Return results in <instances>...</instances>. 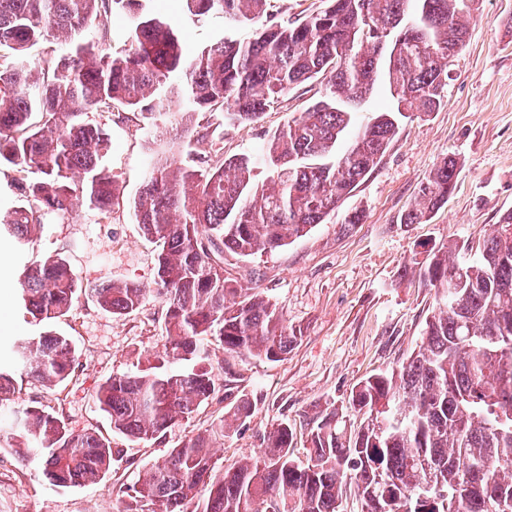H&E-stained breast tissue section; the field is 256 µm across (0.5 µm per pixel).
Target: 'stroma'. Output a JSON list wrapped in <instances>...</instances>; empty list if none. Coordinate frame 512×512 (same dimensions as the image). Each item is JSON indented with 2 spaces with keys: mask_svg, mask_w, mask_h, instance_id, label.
Instances as JSON below:
<instances>
[{
  "mask_svg": "<svg viewBox=\"0 0 512 512\" xmlns=\"http://www.w3.org/2000/svg\"><path fill=\"white\" fill-rule=\"evenodd\" d=\"M477 20L463 50L450 65L448 92L441 108L404 119L375 170L321 224L277 252L240 260L226 257L224 273L245 288L259 289L299 329L302 339L280 362L250 361L241 367L240 390L257 407L237 434L225 438L219 464L230 468L258 447L259 435L279 423L294 432L296 460L308 458L307 435L318 411L345 402L362 378L402 362L421 341L425 319L435 307L433 290L398 274L421 241L442 245L475 241L487 225L512 211V0H480ZM249 39L251 29L225 31L212 16L186 26V56L224 36ZM323 91L310 81L279 98L259 120L225 122L223 113H173L151 121L144 114L115 107L97 115L109 149L105 167L123 191L109 216L83 208L69 219L48 220L24 250L0 240V340L37 334L17 308L16 281L24 265L48 255L66 260L82 285L121 280L146 287L138 310L113 314L88 296L72 315L53 327L69 336L78 351L72 379L46 388L22 385L20 398L36 400L63 416L68 427L94 430L124 449L106 481L95 487L57 490L38 471L0 454V512H119L121 489L168 448L205 429L224 413V394L216 392L190 417L178 420L165 438L132 441L114 434L94 403L105 380L136 368L162 343L163 303L151 287L158 248L134 224L128 200L138 191L151 163L163 157L185 160L183 142L207 127L224 158L258 156L270 134L290 116L304 111ZM461 163L447 203L424 224L400 223L418 188L447 154ZM358 212L362 223H347Z\"/></svg>",
  "mask_w": 512,
  "mask_h": 512,
  "instance_id": "35a3bbf8",
  "label": "stroma"
}]
</instances>
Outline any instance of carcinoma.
<instances>
[{
  "label": "carcinoma",
  "mask_w": 512,
  "mask_h": 512,
  "mask_svg": "<svg viewBox=\"0 0 512 512\" xmlns=\"http://www.w3.org/2000/svg\"><path fill=\"white\" fill-rule=\"evenodd\" d=\"M151 0H0V166L28 205L0 214V239L23 249L49 216L87 206L112 212L120 189L101 166L108 140L93 112L119 104L131 112H224L253 122L292 88L326 79L325 92L270 136L257 157L213 159L208 134L181 167L154 163L129 205L158 244L154 292L165 306L163 344L134 371L114 375L95 394L112 432L162 438L215 392L207 344L224 350V416L169 449L122 491V512H340L354 488L361 512L512 510V212L489 225L477 245L448 251L419 242L400 279L435 290L418 348L398 366L369 375L341 407L326 409L308 433L309 459L294 458L293 431L280 423L261 448L219 471L217 448L254 415L256 402L234 392L247 361L278 362L301 340L276 306L224 275L228 255L272 253L308 234L370 173L402 119L435 112L448 88V63L475 22L468 0H326L299 22L272 23L247 41L223 38L186 58L172 26L150 15ZM194 22L221 15L242 26L266 14L267 0H183ZM127 44L112 50L111 13ZM100 40L80 44L87 28ZM40 41L72 44L37 63ZM389 104L354 134L358 106L379 89ZM351 136L348 147L338 146ZM261 166L266 180L254 181ZM452 154L418 189L402 224H423L447 201L459 174ZM82 291L67 262L46 256L17 281L18 300L35 320L70 314ZM113 314L136 311L146 289L111 281L91 289ZM0 364V403L18 382L56 386L75 369L65 336L44 332L13 345ZM33 463L48 485L103 483L124 449L96 431L75 432L54 412L22 405L0 452Z\"/></svg>",
  "instance_id": "1"
}]
</instances>
